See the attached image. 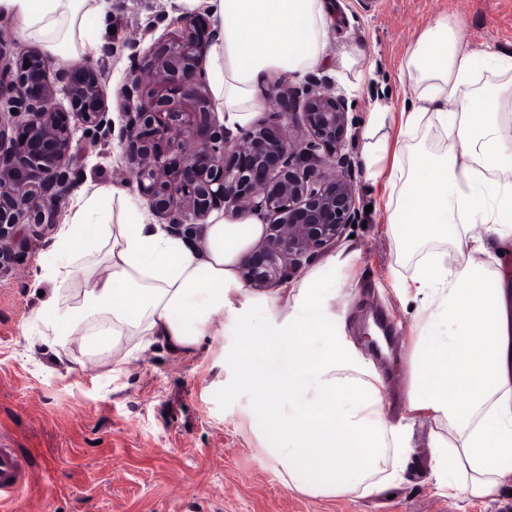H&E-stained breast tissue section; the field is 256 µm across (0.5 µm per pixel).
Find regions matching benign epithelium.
I'll list each match as a JSON object with an SVG mask.
<instances>
[{"mask_svg":"<svg viewBox=\"0 0 512 512\" xmlns=\"http://www.w3.org/2000/svg\"><path fill=\"white\" fill-rule=\"evenodd\" d=\"M176 25L126 75L119 131L126 167L153 214L175 230L202 227L221 209L269 216L240 276L254 289L280 285L332 249L356 218L345 103L314 76L300 90L285 79L268 99L280 121L253 123L234 137L217 122L202 76L210 20L198 14ZM1 45L0 37V272L57 223L80 180L71 119L112 135L96 69L64 66L53 83L40 50L18 45L9 57ZM57 82L68 111L55 103ZM285 120L297 124L295 134Z\"/></svg>","mask_w":512,"mask_h":512,"instance_id":"7a95c632","label":"benign epithelium"}]
</instances>
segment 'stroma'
Wrapping results in <instances>:
<instances>
[{
  "label": "stroma",
  "instance_id": "obj_1",
  "mask_svg": "<svg viewBox=\"0 0 512 512\" xmlns=\"http://www.w3.org/2000/svg\"><path fill=\"white\" fill-rule=\"evenodd\" d=\"M462 16L466 43L512 55V0H334L331 50L356 49L367 79L331 66L315 68L349 104L348 151L354 162L357 225L334 247L351 256L341 275L349 297L350 338L364 352L367 316L394 326L395 360L375 359L390 396L404 398L408 381L399 361L412 319L393 286L418 259L387 229L382 189L373 184L361 154L362 133L376 99L401 105L414 91L402 71L405 52L429 25ZM175 18L171 0H112L107 43L91 64L101 76L113 122H120L122 82L131 55L147 57ZM363 82L362 91L347 92ZM74 138L89 144L85 182L128 184L118 139L92 143L84 127ZM55 233L26 249L0 274V446L15 449L29 474L0 512H512V481L491 500H450L430 472L431 423L415 426L413 452L401 483L371 496L310 497L289 488L245 414L247 398L212 383L234 349L233 326L191 357L153 347L122 364L92 365L76 350L57 351L52 336L32 318L39 304L34 273Z\"/></svg>",
  "mask_w": 512,
  "mask_h": 512
}]
</instances>
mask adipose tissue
<instances>
[{
	"instance_id": "obj_1",
	"label": "adipose tissue",
	"mask_w": 512,
	"mask_h": 512,
	"mask_svg": "<svg viewBox=\"0 0 512 512\" xmlns=\"http://www.w3.org/2000/svg\"><path fill=\"white\" fill-rule=\"evenodd\" d=\"M173 3L179 16L214 23L204 76L230 132L250 126L269 73L300 76L331 58L325 0ZM109 14L110 0H0V18L67 65L100 54ZM403 70L415 96L399 113L369 112L363 160L385 183L389 227L428 247L401 295L426 333L404 355V414L443 428L430 443L440 491L492 499L512 476V281L488 261L491 247L512 246V56L469 47L450 19L408 47ZM391 121L402 134L394 143ZM420 137L436 150L415 147ZM263 235L261 215L220 212L202 235H179L152 223L126 188L89 185L40 266L55 287L34 318L58 346L121 361L131 342L188 357L233 325L237 348L214 386L250 395L251 426L289 488L372 492L399 477L408 452L388 419L385 380L347 338L342 281L316 268L272 292L243 286L240 260ZM260 351L283 361L260 367Z\"/></svg>"
}]
</instances>
